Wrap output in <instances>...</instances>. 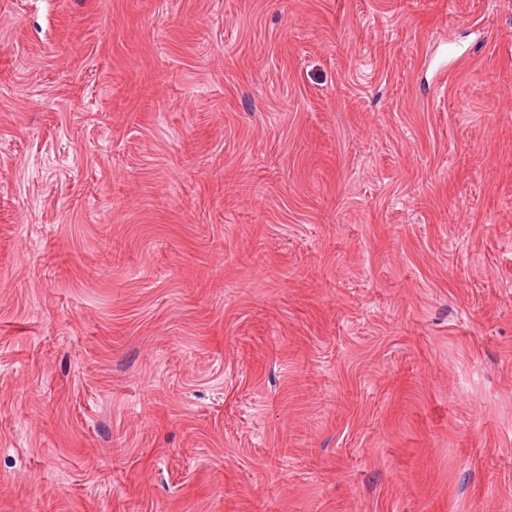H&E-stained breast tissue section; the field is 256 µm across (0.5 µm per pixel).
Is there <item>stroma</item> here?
Masks as SVG:
<instances>
[{
	"mask_svg": "<svg viewBox=\"0 0 512 512\" xmlns=\"http://www.w3.org/2000/svg\"><path fill=\"white\" fill-rule=\"evenodd\" d=\"M0 512H512V0H0Z\"/></svg>",
	"mask_w": 512,
	"mask_h": 512,
	"instance_id": "obj_1",
	"label": "stroma"
}]
</instances>
